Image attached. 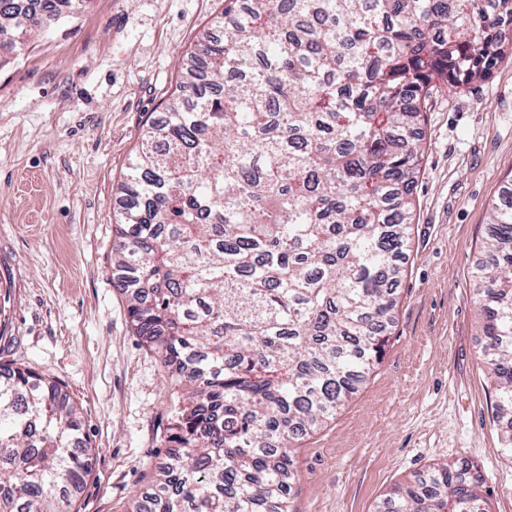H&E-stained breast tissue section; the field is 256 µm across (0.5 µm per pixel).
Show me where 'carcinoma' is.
I'll return each mask as SVG.
<instances>
[{"label":"carcinoma","instance_id":"carcinoma-1","mask_svg":"<svg viewBox=\"0 0 512 512\" xmlns=\"http://www.w3.org/2000/svg\"><path fill=\"white\" fill-rule=\"evenodd\" d=\"M59 20L87 0H31ZM119 189L112 269L136 332L186 392L129 512H290L293 449L389 342L409 244L416 126L440 84L484 77L512 0H225ZM35 12L0 0V44ZM475 269L481 356L512 449V194ZM78 403L0 363V512H72L90 442ZM484 476L441 463L377 512H490Z\"/></svg>","mask_w":512,"mask_h":512}]
</instances>
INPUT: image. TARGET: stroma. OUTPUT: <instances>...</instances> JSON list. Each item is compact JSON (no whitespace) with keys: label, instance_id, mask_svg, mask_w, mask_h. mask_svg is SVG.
Returning a JSON list of instances; mask_svg holds the SVG:
<instances>
[{"label":"stroma","instance_id":"stroma-1","mask_svg":"<svg viewBox=\"0 0 512 512\" xmlns=\"http://www.w3.org/2000/svg\"><path fill=\"white\" fill-rule=\"evenodd\" d=\"M224 0H89L0 46V362L54 380L95 448L76 512H128L166 450L180 390L139 336L112 268L118 186ZM391 335L334 419L299 441L292 512H375L396 484L477 464L512 512V453L478 360L473 271L488 205L512 184V58L432 94Z\"/></svg>","mask_w":512,"mask_h":512}]
</instances>
